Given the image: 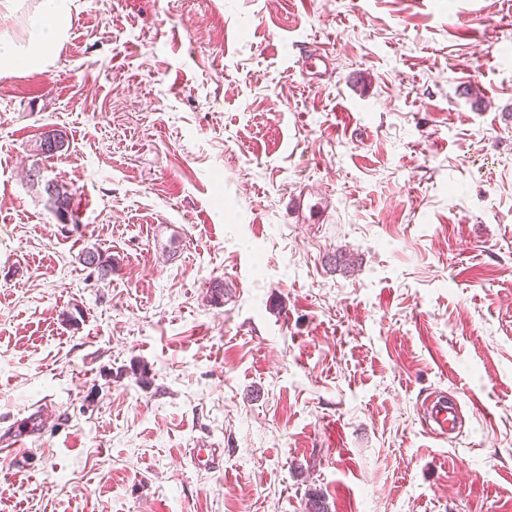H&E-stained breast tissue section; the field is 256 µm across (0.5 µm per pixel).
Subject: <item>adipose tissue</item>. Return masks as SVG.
Segmentation results:
<instances>
[{"label": "adipose tissue", "mask_w": 512, "mask_h": 512, "mask_svg": "<svg viewBox=\"0 0 512 512\" xmlns=\"http://www.w3.org/2000/svg\"><path fill=\"white\" fill-rule=\"evenodd\" d=\"M70 0H41L29 19L26 45L0 35V77L48 65L70 26Z\"/></svg>", "instance_id": "1"}]
</instances>
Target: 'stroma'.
<instances>
[{
  "label": "stroma",
  "instance_id": "35a3bbf8",
  "mask_svg": "<svg viewBox=\"0 0 512 512\" xmlns=\"http://www.w3.org/2000/svg\"><path fill=\"white\" fill-rule=\"evenodd\" d=\"M306 190L319 222L290 212ZM18 428L0 512H512L507 0H74L53 64L0 78ZM50 183L54 184L52 192H49ZM44 191L48 196L52 211L60 223L67 224L69 221H72L71 205L73 193L70 188L64 184L50 180L45 183ZM459 422L458 410L438 401L428 404L425 425L432 437H443L455 430ZM224 451L220 448H192L189 452L190 462L195 469H213L220 464Z\"/></svg>",
  "mask_w": 512,
  "mask_h": 512
}]
</instances>
